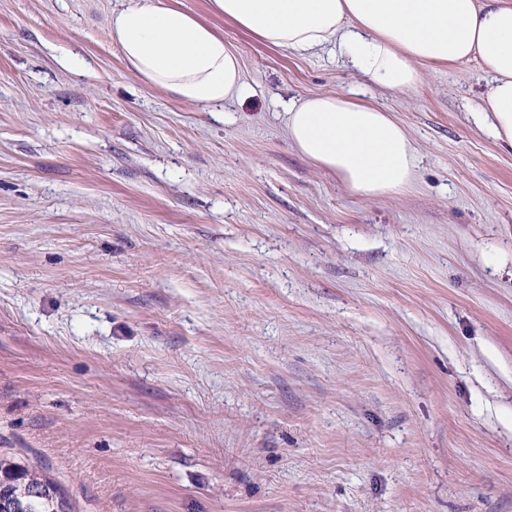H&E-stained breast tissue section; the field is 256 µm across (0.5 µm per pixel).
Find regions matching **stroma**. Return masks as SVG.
I'll return each instance as SVG.
<instances>
[{"mask_svg": "<svg viewBox=\"0 0 512 512\" xmlns=\"http://www.w3.org/2000/svg\"><path fill=\"white\" fill-rule=\"evenodd\" d=\"M238 54L226 122L146 84L128 0H0V452L75 512H512V153L478 64L411 94ZM366 85L419 156L369 199L284 105Z\"/></svg>", "mask_w": 512, "mask_h": 512, "instance_id": "35a3bbf8", "label": "stroma"}]
</instances>
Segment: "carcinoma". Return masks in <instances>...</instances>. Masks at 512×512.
I'll list each match as a JSON object with an SVG mask.
<instances>
[{
  "label": "carcinoma",
  "instance_id": "carcinoma-1",
  "mask_svg": "<svg viewBox=\"0 0 512 512\" xmlns=\"http://www.w3.org/2000/svg\"><path fill=\"white\" fill-rule=\"evenodd\" d=\"M12 473L0 479V512H75L60 484L40 464L18 462L0 454V469Z\"/></svg>",
  "mask_w": 512,
  "mask_h": 512
}]
</instances>
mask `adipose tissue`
<instances>
[{"instance_id": "ef3b65f1", "label": "adipose tissue", "mask_w": 512, "mask_h": 512, "mask_svg": "<svg viewBox=\"0 0 512 512\" xmlns=\"http://www.w3.org/2000/svg\"><path fill=\"white\" fill-rule=\"evenodd\" d=\"M215 13L261 42L298 54L336 43L357 73L407 94L427 63L478 62L488 78L478 110L512 150V0H210ZM110 36L138 78L208 108L243 97L237 55L193 14L163 0L113 11ZM288 137L308 161L366 197L407 188L416 150L390 112L344 94L289 105Z\"/></svg>"}]
</instances>
